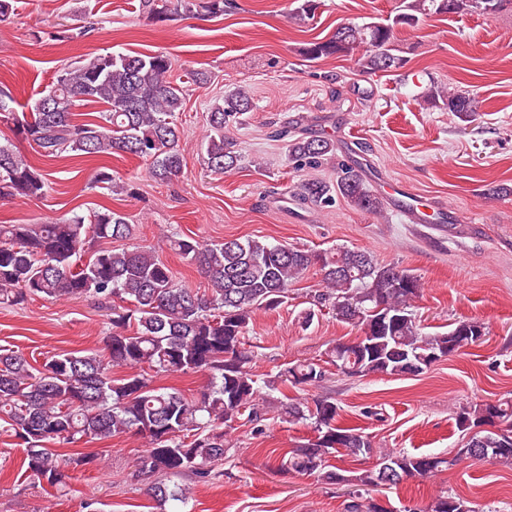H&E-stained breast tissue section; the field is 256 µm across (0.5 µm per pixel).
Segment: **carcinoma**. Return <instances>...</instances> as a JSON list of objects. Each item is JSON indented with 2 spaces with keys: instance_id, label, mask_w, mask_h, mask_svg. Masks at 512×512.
<instances>
[{
  "instance_id": "obj_1",
  "label": "carcinoma",
  "mask_w": 512,
  "mask_h": 512,
  "mask_svg": "<svg viewBox=\"0 0 512 512\" xmlns=\"http://www.w3.org/2000/svg\"><path fill=\"white\" fill-rule=\"evenodd\" d=\"M512 0H407L393 22L348 25L329 40L311 42V59L350 54L359 49V66L366 72L403 66L393 54L394 27L415 25L429 13L494 15ZM154 19L165 21L171 8L192 13L224 12V0H143ZM172 62L159 52L106 54L78 61L58 71L31 107L30 118L15 120L19 133L45 157L70 153L81 158L131 155L149 162L158 181L178 174L183 156L178 149L180 130L176 114L183 110L186 90L170 80ZM93 100L106 105L103 123L77 124L76 103ZM423 102L443 104L466 119L477 111L475 98L463 90L432 86ZM253 110L242 89L224 97L208 112L210 133L203 143L207 168L228 172L238 165L236 143L224 129ZM333 140L325 136L298 137L288 145V156L317 168L331 158ZM92 182L101 189H124L105 166ZM50 189L49 180L25 160L10 142H0V197L39 199ZM341 196L355 208L382 210L380 199L354 170L345 169L336 182L305 180L299 197L327 206ZM133 235L125 217L108 208L90 217L74 214L62 222L0 224V304L19 305L31 296L48 299L97 296L112 300V333L107 354L80 351L53 355L41 368L25 356L0 350V430L22 441L27 470L51 486L61 483L67 464L63 455L46 447L54 442L76 444L87 439H110L135 433L148 440L139 458L140 472L161 477L149 488L158 502L186 503V489L170 479L192 473L199 478L231 450L224 429L238 420L261 431L272 408L288 424H306L314 439L281 455L277 468L287 473L315 475L329 484L353 483L357 490L347 512H389L368 497L372 491L430 477L462 458L512 467V397L463 407L456 412L459 431L497 421L461 445L454 456L381 451L358 428L338 424L340 407L328 399L313 405L273 396L281 384H315L323 367L303 362L265 380L251 367L246 333L253 314L275 310L288 299V287L309 268L319 267L336 319L359 328L361 338L338 343L327 352L328 362L348 377L406 376L423 373L485 335L482 323L462 318L447 332H422L414 313L422 296L420 280L412 276L396 284L395 264H380L367 251L340 247L330 253L272 245L257 239H226L202 243L176 232L165 235L170 251L197 266L210 285L199 294L177 281L172 269L155 251L133 245L88 252L95 241L126 240ZM128 369L121 377L112 368ZM202 373L207 383L199 397L189 399L174 387L154 384V378ZM268 390L260 397V389ZM262 403H256L257 398ZM365 463L354 475L329 464L333 454ZM428 512H472L451 494L434 498Z\"/></svg>"
}]
</instances>
